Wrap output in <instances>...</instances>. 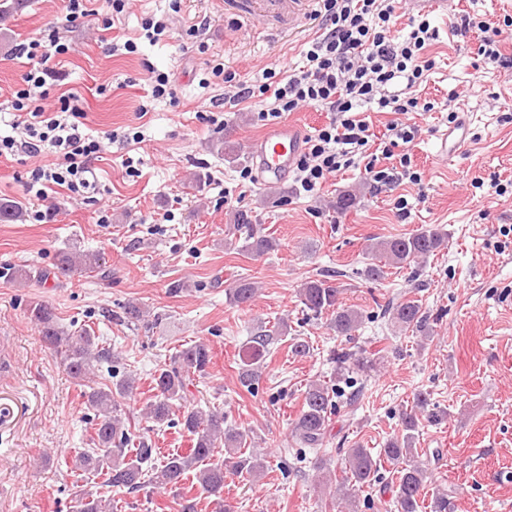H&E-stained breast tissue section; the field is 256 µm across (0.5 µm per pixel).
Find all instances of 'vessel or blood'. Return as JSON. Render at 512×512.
Segmentation results:
<instances>
[{
  "mask_svg": "<svg viewBox=\"0 0 512 512\" xmlns=\"http://www.w3.org/2000/svg\"><path fill=\"white\" fill-rule=\"evenodd\" d=\"M313 0H258L256 19L276 16L288 20L299 19ZM470 133L468 116H460L455 124L446 128L438 144L437 155L448 158L465 144ZM305 134L301 127L280 123L266 128L251 141L250 152L259 168L261 179L275 183L286 179L304 149Z\"/></svg>",
  "mask_w": 512,
  "mask_h": 512,
  "instance_id": "1",
  "label": "vessel or blood"
}]
</instances>
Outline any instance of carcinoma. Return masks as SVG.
Returning <instances> with one entry per match:
<instances>
[{
  "instance_id": "obj_1",
  "label": "carcinoma",
  "mask_w": 512,
  "mask_h": 512,
  "mask_svg": "<svg viewBox=\"0 0 512 512\" xmlns=\"http://www.w3.org/2000/svg\"><path fill=\"white\" fill-rule=\"evenodd\" d=\"M27 6V0H3L0 3V31L14 14ZM23 208L17 201L0 200V223L10 224L21 220ZM234 229L245 231V248L255 256H262L277 247L274 238L264 235L252 224L247 213H238ZM446 234L434 227H426L409 236L379 241L367 249L369 263L365 276L373 281L384 278L388 266L402 267L418 260H425L445 246ZM106 276V258L102 251H64L60 254L54 271H42L39 279L53 274L69 277L75 273ZM257 288L246 277L238 279L229 289V301L237 306L253 300ZM342 289L328 278L309 280L302 284L299 297L304 307L313 315H330L329 325L336 336L353 339V333L362 323V314L340 302ZM391 322L403 331L430 336L422 306L416 299L406 298L386 309ZM31 318L39 328L43 342L52 347L71 375L79 380L90 378L102 363L112 362V349L99 344L98 337L87 329L68 331L57 321L53 310L37 303L30 308ZM288 335V323L281 319L271 329L258 331L251 345L240 356V383L250 389L258 382V365L268 352L275 336ZM212 359L208 344L195 342L172 357L169 366L154 376L156 393L141 410L140 417L149 423L148 429L163 425H179L192 436L194 448L188 456L171 454L159 464L152 462L153 448L144 438L126 428L118 416V399L130 396L135 390L136 379L128 375L112 388L91 387L84 392L86 404L95 411L94 448L76 456L74 467L81 479L89 484L97 477L109 488L129 493L148 487L179 490L190 470H196L195 479L200 494L209 499L214 512H231L224 504V482L227 475L251 480L260 475L265 460L253 452H245L248 434L226 425L224 413L204 412L196 408L182 407L180 417H175L177 402L183 400L187 377L202 373ZM337 389L322 381H313L304 392L302 410L294 424V434L307 448L323 445L329 416L336 408L333 401ZM445 412L431 402L429 394L420 392L410 411L403 413L402 433L389 439L385 447L374 457L371 451L358 444L346 450L342 458L341 485L347 495L357 497L363 488L375 481L381 461H386L397 474L394 507L397 512H418L419 498L427 487L428 471L415 460V439L419 436L422 422L437 424ZM224 447V458L216 456V449ZM72 512H112V500L82 488L75 492Z\"/></svg>"
}]
</instances>
